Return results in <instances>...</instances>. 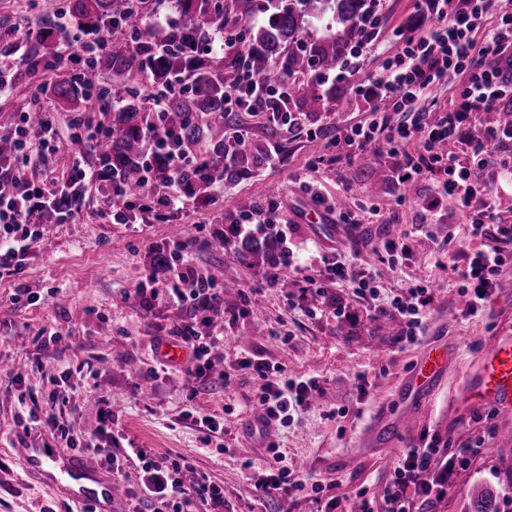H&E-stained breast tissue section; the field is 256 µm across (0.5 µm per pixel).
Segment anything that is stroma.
Here are the masks:
<instances>
[{
    "instance_id": "obj_1",
    "label": "stroma",
    "mask_w": 512,
    "mask_h": 512,
    "mask_svg": "<svg viewBox=\"0 0 512 512\" xmlns=\"http://www.w3.org/2000/svg\"><path fill=\"white\" fill-rule=\"evenodd\" d=\"M52 3L0 0V48L33 32ZM375 12L385 49L397 46L419 22L417 0H377ZM9 63L10 90L0 96V109L14 112L28 110L42 83L70 73L66 67L29 72L19 55ZM381 63V56H372L360 70L337 79L341 95L333 111L304 118L318 133L314 139L259 114L225 113L229 131L245 142L278 145L279 164L216 182L206 198H194L163 222L143 214L133 224L111 223V196L85 186L80 216L70 224H42L43 237L22 265L0 273V512H92L30 477L16 436L36 427L57 446L70 441L82 452L91 447L105 408L112 412L111 432L99 445L107 455L142 448L155 461L187 459L185 485L223 486L220 512H323L328 500L347 505L363 491L382 498L405 450L433 435L452 454L478 442L485 448L458 473L433 512H470L481 493L493 495L501 512H512V417L461 401L464 378L483 352L496 337L512 336V265L500 273L484 311L467 314L446 258L447 238L466 235V216L449 208L432 242L415 231L438 191L437 174L416 182L417 201L396 208L392 223L321 226L304 219L315 191L343 199L360 215L371 204L366 190L377 171L362 159L336 162L324 153L340 127L371 120L369 100L355 90L368 86ZM43 116L63 141L102 121L88 101L70 110L48 99ZM244 197L260 206L278 202L290 220L276 227L284 250L277 268L260 271L233 245L218 243L224 224L211 223L212 210L223 209L224 223L233 222ZM176 226L182 229L177 239ZM403 232L411 253L396 270H385L383 283L395 294L419 279L432 288L427 330L415 343L398 341L400 318L380 316L379 302L358 297L349 282L321 277L312 286L305 279L331 253L353 275L384 270L381 244ZM179 240L198 273L217 266L234 285L217 293L211 308H177L134 294L143 281L164 282L155 272L154 252ZM192 322L222 337V373L191 380L179 367L157 369L152 351L158 340H169ZM53 332L58 340H50ZM434 340L447 342L454 359L433 393L415 402L414 417L399 424L409 372L423 345ZM246 354L290 377L319 383L309 408L265 436L256 432L254 418L263 382L241 368ZM50 415L55 425L46 424ZM204 415L223 419V430L209 433L200 422ZM271 442L287 453L305 483L288 499L266 498L258 490L271 472ZM106 457L98 458L100 467H107Z\"/></svg>"
}]
</instances>
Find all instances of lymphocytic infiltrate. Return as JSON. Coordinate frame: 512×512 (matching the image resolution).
<instances>
[{
  "label": "lymphocytic infiltrate",
  "mask_w": 512,
  "mask_h": 512,
  "mask_svg": "<svg viewBox=\"0 0 512 512\" xmlns=\"http://www.w3.org/2000/svg\"><path fill=\"white\" fill-rule=\"evenodd\" d=\"M421 30L405 36L397 51L384 61L382 76L374 79L365 94L374 102L370 121L346 127L328 145L340 160L350 161L368 151H386L397 159L396 182L405 186L442 173L444 179L437 198L428 205L427 223L420 230L432 238V225L443 218V200H452L468 216V238L448 246V265L463 296L469 314L481 313L497 278L512 264V224L502 223L490 186L456 157L445 152L447 143L468 139L473 157L487 163L497 145L512 140V119L501 121L470 134L477 113L502 112L512 108V12L493 10V0H418ZM483 39H476L477 31ZM241 77L227 92L228 112L267 113L272 102L288 100L299 88L288 77L268 80L241 66ZM462 77L457 97L447 111L431 114L423 102L431 91L445 84L449 76ZM15 143L11 157L0 159V270L9 269L19 254L37 244L41 234L37 223L43 214H54L60 222L75 220L85 202L81 185L101 179L102 167L74 163L68 183L34 182L24 177L26 168L44 155L57 153L60 145L48 121L32 131L29 113L19 112L9 130ZM150 163H165L170 177L162 190L134 195L112 185V211L116 224L134 223L138 214L167 219L174 210L184 209L193 196L185 178V151L174 145L171 134L151 131L147 152ZM212 282L199 275L189 261L170 270L165 287L136 286L135 295L150 293L152 300L177 307L196 301L212 290ZM433 295L423 282L409 286L406 296L387 301L388 312L400 315L405 326L400 341L415 342L426 329V315ZM179 340L193 350V360L185 370L188 378L205 375L218 354L219 337L202 334L193 325L180 329ZM243 368L252 370L264 382L259 399L263 426L288 424L294 413L308 406L319 388L314 378L297 380L267 363L243 359ZM474 449L456 456H444L439 439L407 449L393 469L384 490L383 512H422L433 500L442 498L461 469L467 468ZM180 463L149 462L142 482L143 492L131 512H185L197 493L207 494L213 504L224 500L217 485L202 488L185 486Z\"/></svg>",
  "instance_id": "obj_1"
}]
</instances>
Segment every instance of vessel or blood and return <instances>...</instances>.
I'll return each instance as SVG.
<instances>
[{
  "mask_svg": "<svg viewBox=\"0 0 512 512\" xmlns=\"http://www.w3.org/2000/svg\"><path fill=\"white\" fill-rule=\"evenodd\" d=\"M450 358L446 344L427 346L408 376L409 396L429 393L445 374ZM463 393L467 401L493 408L506 417L512 415L511 336L499 337L490 345L475 372L466 376ZM18 443L26 469L41 482L75 502L94 505L98 512H116L121 493L111 472L81 453L62 451L46 441L31 444L22 436Z\"/></svg>",
  "mask_w": 512,
  "mask_h": 512,
  "instance_id": "obj_1",
  "label": "vessel or blood"
}]
</instances>
